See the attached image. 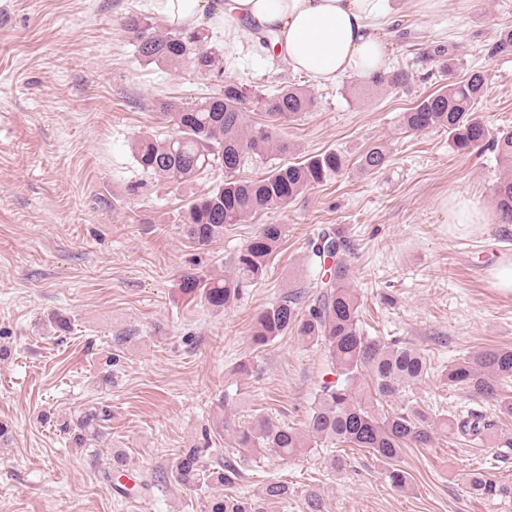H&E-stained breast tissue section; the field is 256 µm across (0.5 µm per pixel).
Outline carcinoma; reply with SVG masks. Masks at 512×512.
<instances>
[{
    "instance_id": "obj_1",
    "label": "carcinoma",
    "mask_w": 512,
    "mask_h": 512,
    "mask_svg": "<svg viewBox=\"0 0 512 512\" xmlns=\"http://www.w3.org/2000/svg\"><path fill=\"white\" fill-rule=\"evenodd\" d=\"M123 28L134 39L142 65L154 64L174 73L188 65L218 86L214 94L191 101L173 96L156 99L155 111L171 132L144 134L132 144L137 164L172 184H192L205 173L224 172L222 183L181 211V232L196 246L207 247L223 238L227 226L286 206L306 188L332 180L347 167L348 160L334 150L295 162L279 161L288 153L279 130L317 107V98L307 89L285 85L264 94L224 77V51L211 45L213 32L208 28L162 27L137 13L125 18ZM486 52L490 57L512 54V29L500 32ZM485 91L484 72L472 70L418 99L403 113L401 125L407 133L428 129L448 133L449 147L458 154L492 150L504 170L494 188L499 222L512 224V129L493 132L476 111ZM249 104L255 105L262 121L246 120ZM249 159L265 163L264 172L256 178L236 177ZM386 162L385 148L375 145L359 158V167L371 172ZM284 236L283 224L261 225L239 250L229 273H188L182 276L179 289L214 310L223 309L243 288L263 280ZM312 252L322 260H334L324 270L325 280L314 303L304 306L303 294H286L257 315L251 339L258 350L292 333L317 344L326 355V373L334 380L320 385L305 428L255 414L247 425L234 430L238 448L286 460L305 448L348 443L388 461L387 477L403 489L408 474L396 462L409 447L429 446L439 432L454 439L477 438L498 448L512 447V437L503 435L498 424L499 419L512 417V348H486L448 366V385L467 389L471 397L494 407L495 416L475 411L465 416L436 415L408 396L410 388L429 372L424 353L366 336L361 330L360 301L349 281V242L339 230H325L312 243ZM397 398L396 409H384L385 403ZM109 417L108 406H92L63 422L62 429L76 447L85 448L102 440L103 423ZM209 454L210 449L199 443L181 449L170 468L172 478L206 492L235 484L241 477L239 469L231 462L208 466ZM467 483L476 496L512 500V481L496 480L477 470L469 474ZM290 494L288 483L271 481L252 500L209 495L205 512H268L270 505L286 502Z\"/></svg>"
}]
</instances>
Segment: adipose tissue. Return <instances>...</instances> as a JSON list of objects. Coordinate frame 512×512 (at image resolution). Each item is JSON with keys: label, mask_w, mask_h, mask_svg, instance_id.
Returning a JSON list of instances; mask_svg holds the SVG:
<instances>
[{"label": "adipose tissue", "mask_w": 512, "mask_h": 512, "mask_svg": "<svg viewBox=\"0 0 512 512\" xmlns=\"http://www.w3.org/2000/svg\"><path fill=\"white\" fill-rule=\"evenodd\" d=\"M216 12L235 26L272 34L291 70L322 86L385 67L377 34L382 0H223Z\"/></svg>", "instance_id": "ef3b65f1"}]
</instances>
